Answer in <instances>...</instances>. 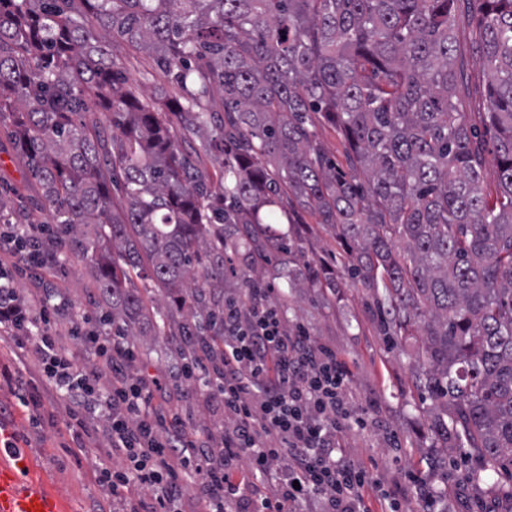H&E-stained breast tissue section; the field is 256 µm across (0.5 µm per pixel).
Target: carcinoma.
Listing matches in <instances>:
<instances>
[{"mask_svg":"<svg viewBox=\"0 0 512 512\" xmlns=\"http://www.w3.org/2000/svg\"><path fill=\"white\" fill-rule=\"evenodd\" d=\"M121 44L162 75L151 94L115 70ZM6 112L52 238L94 268L101 326L220 361L224 256L261 264L291 206L346 247L384 332L423 338L445 447L512 474V0H0ZM198 135L193 160L179 139Z\"/></svg>","mask_w":512,"mask_h":512,"instance_id":"carcinoma-1","label":"carcinoma"}]
</instances>
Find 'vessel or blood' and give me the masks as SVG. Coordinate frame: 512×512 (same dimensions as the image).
I'll list each match as a JSON object with an SVG mask.
<instances>
[{
	"label": "vessel or blood",
	"instance_id": "obj_1",
	"mask_svg": "<svg viewBox=\"0 0 512 512\" xmlns=\"http://www.w3.org/2000/svg\"><path fill=\"white\" fill-rule=\"evenodd\" d=\"M0 512H65V506L42 481L20 478L4 460L0 462Z\"/></svg>",
	"mask_w": 512,
	"mask_h": 512
}]
</instances>
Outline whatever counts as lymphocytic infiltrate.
Here are the masks:
<instances>
[{
  "mask_svg": "<svg viewBox=\"0 0 512 512\" xmlns=\"http://www.w3.org/2000/svg\"><path fill=\"white\" fill-rule=\"evenodd\" d=\"M4 239L13 265L59 262L53 246L21 225H11ZM12 267L0 264V334L33 348L46 388L66 391L79 413L97 417L102 459L122 461L99 470L109 496L137 486L153 495L149 512H182L191 483L203 512H371L374 502L381 512H403L399 485L336 447L339 433L368 424L350 406L349 368L304 327H288L269 289L225 296L222 368L202 360L189 368L190 379L224 402L221 433L203 437L174 411L178 387L132 369L135 353L125 337L72 322L69 333L86 357L85 366L75 365L50 330L52 320H69L66 300L26 301Z\"/></svg>",
  "mask_w": 512,
  "mask_h": 512,
  "instance_id": "f902f5d3",
  "label": "lymphocytic infiltrate"
}]
</instances>
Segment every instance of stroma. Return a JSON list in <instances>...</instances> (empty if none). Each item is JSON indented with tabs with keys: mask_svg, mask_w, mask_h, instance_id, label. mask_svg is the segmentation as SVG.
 Returning a JSON list of instances; mask_svg holds the SVG:
<instances>
[{
	"mask_svg": "<svg viewBox=\"0 0 512 512\" xmlns=\"http://www.w3.org/2000/svg\"><path fill=\"white\" fill-rule=\"evenodd\" d=\"M0 195L20 210L24 223L41 227L50 214L40 185L28 173L17 152L8 122H0ZM281 247L273 249L268 264L256 270L240 269L224 281L225 293L244 295L245 282L259 277L273 288L274 297H287L288 326H304L312 338L336 352L352 372L348 397L354 411L366 413L365 429L347 432L342 450L372 467L385 481H403L414 472L441 494V512H512V476L483 471L481 462L465 449L447 450L434 431L437 418L429 399L413 380L422 357L420 337L395 341L385 336L370 293L350 285L345 252L330 228L305 218L283 224ZM54 270H23L16 288L27 300L41 289L54 288L63 296L73 319L98 318V298L90 287L89 262L60 250ZM336 272V288H318L307 280V264ZM294 273L298 287L287 285ZM15 371L18 381L0 382V427L16 432L25 471L39 478L63 501L66 512H95L105 494L97 479L98 443L72 420L66 396L49 393L33 354L0 335V365ZM38 394L40 409L24 407L20 396ZM189 430L206 433L224 425V407L203 385L183 382L175 404Z\"/></svg>",
	"mask_w": 512,
	"mask_h": 512,
	"instance_id": "35a3bbf8",
	"label": "stroma"
}]
</instances>
